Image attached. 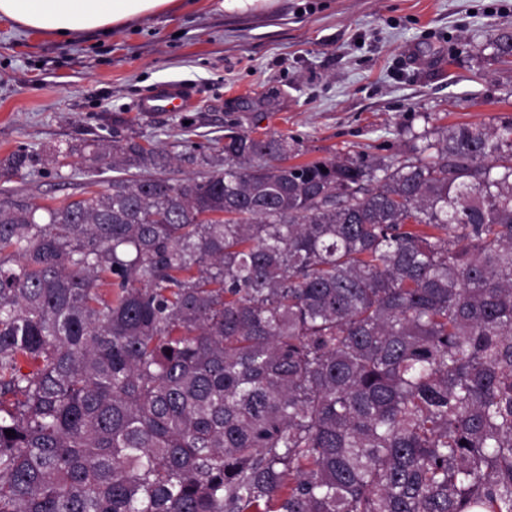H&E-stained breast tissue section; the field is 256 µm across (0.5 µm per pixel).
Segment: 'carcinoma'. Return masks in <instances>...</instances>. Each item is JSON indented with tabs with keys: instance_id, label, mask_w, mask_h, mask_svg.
I'll return each instance as SVG.
<instances>
[{
	"instance_id": "cac0c4a2",
	"label": "carcinoma",
	"mask_w": 512,
	"mask_h": 512,
	"mask_svg": "<svg viewBox=\"0 0 512 512\" xmlns=\"http://www.w3.org/2000/svg\"><path fill=\"white\" fill-rule=\"evenodd\" d=\"M84 147L105 188L0 199V512H512V120Z\"/></svg>"
}]
</instances>
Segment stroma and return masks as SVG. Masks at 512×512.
<instances>
[{"instance_id":"1","label":"stroma","mask_w":512,"mask_h":512,"mask_svg":"<svg viewBox=\"0 0 512 512\" xmlns=\"http://www.w3.org/2000/svg\"><path fill=\"white\" fill-rule=\"evenodd\" d=\"M197 3L69 43L0 21V158L81 143L116 118L161 146L191 123L214 151L228 122L285 133L306 161L392 156L441 126L512 119V66L495 49L512 0H277L256 12ZM169 82L192 87V104L139 112ZM85 181L75 156L2 179L0 193L56 204Z\"/></svg>"}]
</instances>
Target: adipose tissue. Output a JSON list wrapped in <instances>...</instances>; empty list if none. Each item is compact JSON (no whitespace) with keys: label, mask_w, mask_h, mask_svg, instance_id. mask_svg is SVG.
Listing matches in <instances>:
<instances>
[{"label":"adipose tissue","mask_w":512,"mask_h":512,"mask_svg":"<svg viewBox=\"0 0 512 512\" xmlns=\"http://www.w3.org/2000/svg\"><path fill=\"white\" fill-rule=\"evenodd\" d=\"M185 0H0V21L67 41L182 8Z\"/></svg>","instance_id":"adipose-tissue-1"}]
</instances>
